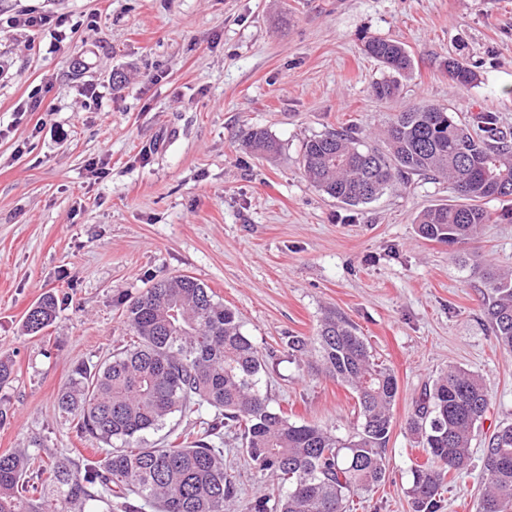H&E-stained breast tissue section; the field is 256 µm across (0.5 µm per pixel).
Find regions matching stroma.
Returning <instances> with one entry per match:
<instances>
[{"mask_svg":"<svg viewBox=\"0 0 512 512\" xmlns=\"http://www.w3.org/2000/svg\"><path fill=\"white\" fill-rule=\"evenodd\" d=\"M29 16L52 22L24 26ZM371 36L412 57L394 99L372 95L387 72L362 51ZM451 55L477 72L471 88L448 79ZM420 99L493 112L512 133V0H0V356L14 363L0 454L36 442L88 454L58 391L75 365L128 343L119 300L185 274L237 311L260 351L314 335L333 308L394 371L386 476L350 512H412L415 401L448 368L479 374L490 408L441 510L476 512L488 438L512 424V353L495 343L464 248L417 233L418 213L453 193L415 176L351 207L302 164L307 140L343 125L380 146L389 119ZM248 128L280 154L246 153ZM483 206L494 221L476 245L512 271V197ZM48 294L56 320L26 335V312ZM261 387L291 421L340 435L357 424L352 390L297 360L268 363ZM224 463L240 471L242 499L263 491L239 435L225 433Z\"/></svg>","mask_w":512,"mask_h":512,"instance_id":"obj_1","label":"stroma"}]
</instances>
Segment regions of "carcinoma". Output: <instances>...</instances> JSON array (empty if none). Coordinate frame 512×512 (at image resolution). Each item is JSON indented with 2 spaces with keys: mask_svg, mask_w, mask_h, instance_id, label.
Listing matches in <instances>:
<instances>
[{
  "mask_svg": "<svg viewBox=\"0 0 512 512\" xmlns=\"http://www.w3.org/2000/svg\"><path fill=\"white\" fill-rule=\"evenodd\" d=\"M364 51L389 72L373 85L374 96L393 97L412 68L409 52L379 37L366 40ZM444 70L464 88L477 79L456 57L445 60ZM383 135L384 150L367 145L353 125L307 140L306 175L349 206L368 204L412 175L445 178L461 202L428 207L416 224L421 237L450 246L474 239L491 223L482 201L512 196V135L490 112L469 119L419 101L391 118ZM241 139L260 157L280 152L263 129L249 128ZM471 261L496 344L512 352V274L475 252ZM120 306L131 343L102 363L75 366L57 395L76 433L100 447L78 461L52 455L35 470L29 453L0 455V512H226L239 495L238 480L224 465L226 428L240 434L253 468L272 478L241 512H347L352 496L384 480L397 379L341 313L326 311L315 335L285 336L262 354L237 313L192 276L160 279ZM58 309L57 298L44 297L26 316L27 334L51 325ZM280 353L353 390L358 420L351 435L297 424L270 409L261 373ZM488 406L480 376L464 369L450 368L424 389L406 422L424 453L411 469L413 512H439L448 479L469 467V448ZM196 407L214 415L200 422L193 446L148 444L146 435L171 415ZM483 467L487 483L477 512H512V425L491 435Z\"/></svg>",
  "mask_w": 512,
  "mask_h": 512,
  "instance_id": "cac0c4a2",
  "label": "carcinoma"
}]
</instances>
